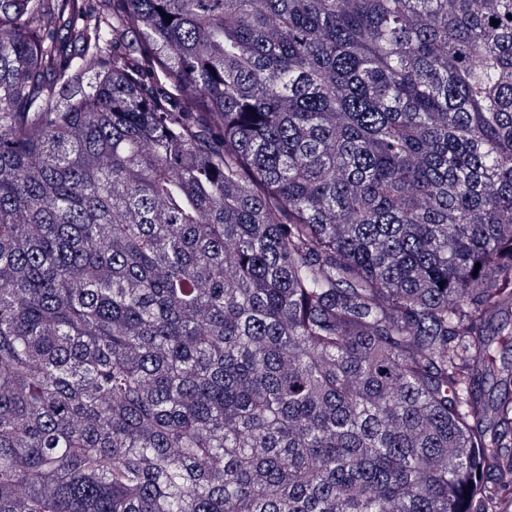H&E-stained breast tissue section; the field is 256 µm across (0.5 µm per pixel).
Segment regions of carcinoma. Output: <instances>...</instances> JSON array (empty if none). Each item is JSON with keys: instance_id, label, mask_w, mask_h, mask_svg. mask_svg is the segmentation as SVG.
Segmentation results:
<instances>
[{"instance_id": "1", "label": "carcinoma", "mask_w": 512, "mask_h": 512, "mask_svg": "<svg viewBox=\"0 0 512 512\" xmlns=\"http://www.w3.org/2000/svg\"><path fill=\"white\" fill-rule=\"evenodd\" d=\"M2 30L0 512H512V0Z\"/></svg>"}]
</instances>
